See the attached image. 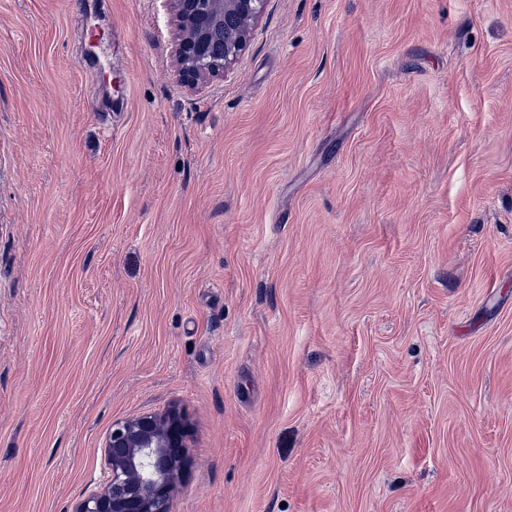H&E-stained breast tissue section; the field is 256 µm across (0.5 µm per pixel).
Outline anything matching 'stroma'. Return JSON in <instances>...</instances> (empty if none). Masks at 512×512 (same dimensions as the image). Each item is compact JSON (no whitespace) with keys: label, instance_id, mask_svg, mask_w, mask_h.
<instances>
[{"label":"stroma","instance_id":"obj_1","mask_svg":"<svg viewBox=\"0 0 512 512\" xmlns=\"http://www.w3.org/2000/svg\"><path fill=\"white\" fill-rule=\"evenodd\" d=\"M0 0V512L178 405L170 512H512V0ZM178 81L198 88L222 76L244 52L268 0H169ZM221 42L220 52L216 50Z\"/></svg>","mask_w":512,"mask_h":512}]
</instances>
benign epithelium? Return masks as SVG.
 Returning a JSON list of instances; mask_svg holds the SVG:
<instances>
[{"label":"benign epithelium","mask_w":512,"mask_h":512,"mask_svg":"<svg viewBox=\"0 0 512 512\" xmlns=\"http://www.w3.org/2000/svg\"><path fill=\"white\" fill-rule=\"evenodd\" d=\"M178 81L197 88L244 52L268 0H170ZM190 426L175 404L112 424L108 477L73 512H169L186 467Z\"/></svg>","instance_id":"benign-epithelium-1"}]
</instances>
